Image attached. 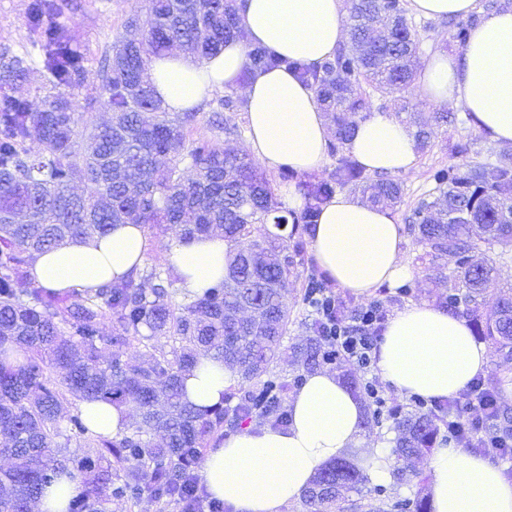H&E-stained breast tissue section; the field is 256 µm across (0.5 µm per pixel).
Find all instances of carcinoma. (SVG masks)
I'll list each match as a JSON object with an SVG mask.
<instances>
[{
  "label": "carcinoma",
  "instance_id": "cac0c4a2",
  "mask_svg": "<svg viewBox=\"0 0 512 512\" xmlns=\"http://www.w3.org/2000/svg\"><path fill=\"white\" fill-rule=\"evenodd\" d=\"M51 5L33 0L31 17L43 51L50 89L44 107L33 109L10 81L23 76L27 61L0 53V455L11 465L0 470V512H29L43 489L62 475L79 482L68 512H105L114 498L148 495L189 503L190 475L209 438L256 422H290L288 393L303 375L288 380L273 371L276 350L286 333L293 256L304 251L301 232L310 230L321 206L347 187L373 205L401 201L402 186L387 177L372 178L344 153L354 126L367 118L372 101L364 86L382 93L406 89L418 68V43L398 0H350L353 51L313 64L276 54L261 43L247 50V72L292 68L333 111L339 155L332 179L305 181L306 205L292 214L289 238L278 233L280 214L272 179L245 156L228 152L212 139L186 143L184 129L196 113L167 111L149 76L152 58L177 46L201 61L242 37L235 0H148L147 20L129 19L124 32L95 74L101 105L113 112L95 123L80 93L90 79L81 53L64 31L42 17ZM154 115L147 123L142 113ZM36 139V153L27 142ZM190 161L194 176L181 164ZM81 177L84 191L72 183ZM436 196L415 209L411 231L423 248L419 260L449 256L452 293L443 304L471 322L496 356L512 360V296L502 294L491 311L481 298L499 288L494 260L473 255L496 248L512 251V156L479 163L459 174L435 172ZM274 230L256 239L253 226ZM114 224H157L178 228L181 241L219 229L226 245L224 279L201 296L176 287L172 266L152 265L95 289L56 292L40 286L28 265L35 255L66 240L104 235ZM293 244H288V239ZM66 310L63 323L56 322ZM115 320L112 335L105 320ZM311 336L294 346L302 371L310 373L339 357L316 318ZM178 347L163 350L162 340ZM115 347L99 363L100 345ZM152 350L139 368L122 357L133 344ZM208 357L235 370L238 379L211 408H196L182 398L183 376ZM353 395L367 397L395 420L399 436L391 449L393 474L400 481L419 478L407 469L414 456L430 452L448 410L385 408L367 383L350 378ZM134 405L136 417L119 438L94 433L82 415L63 420L67 397ZM479 428L512 460V410L491 405ZM164 433L159 445L151 442ZM83 437L88 448L67 451ZM368 482L364 469L343 458L324 466L302 496L306 512H428L421 497L393 500L382 487L375 498H361ZM358 499L349 497V493Z\"/></svg>",
  "mask_w": 512,
  "mask_h": 512
}]
</instances>
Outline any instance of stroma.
<instances>
[{"label": "stroma", "mask_w": 512, "mask_h": 512, "mask_svg": "<svg viewBox=\"0 0 512 512\" xmlns=\"http://www.w3.org/2000/svg\"><path fill=\"white\" fill-rule=\"evenodd\" d=\"M31 3L32 0H0V52L7 50L30 56L28 71L15 80L14 87L29 100L32 107L39 109L49 90L45 86L37 36L32 29ZM146 15V0H72L71 9L55 15L54 21L80 49L84 67L94 72L123 31L126 21L133 16L143 18ZM407 21L419 41L421 62H428L438 52H460L461 47L453 37L454 28L449 19L411 14ZM501 154L512 155V144L494 141L489 133L477 129L471 117L464 112H456L454 122L432 125L427 146L417 151L413 171L398 177L403 187V197L391 209L396 223H406L421 200L432 198L435 188L432 174L436 169L451 165L462 168L472 162L495 160ZM319 271L313 251H305L304 260L297 266L292 278L293 286L288 291L290 319L274 362L275 370L289 377L298 371L292 346L306 336L313 317L311 309L302 300L303 284L309 276ZM408 285L410 290L405 295L400 293L398 287L388 285L375 289L368 297L355 295L343 288L339 289L338 294L348 306L355 308L368 304L372 299L383 300L388 312L393 314L423 302L439 304L442 294L448 291L447 279L431 282L418 273L413 274Z\"/></svg>", "instance_id": "35a3bbf8"}]
</instances>
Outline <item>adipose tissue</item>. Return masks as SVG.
Listing matches in <instances>:
<instances>
[{
    "label": "adipose tissue",
    "instance_id": "ef3b65f1",
    "mask_svg": "<svg viewBox=\"0 0 512 512\" xmlns=\"http://www.w3.org/2000/svg\"><path fill=\"white\" fill-rule=\"evenodd\" d=\"M245 40L225 44L218 55L195 63L183 53L152 58L150 79L171 112L195 108L213 93L241 89L248 145L271 170L287 165L319 170L326 159L329 125L313 91L282 68L244 77L247 43L306 63L333 58L346 39L343 0H238ZM460 53H440L427 64L424 95L461 109L502 143H512V5L484 13ZM371 173H406L415 165V140L394 116L377 112L358 121L347 145ZM402 225L390 211L346 194L327 200L313 230L320 268L357 295L411 275L402 260ZM147 248L139 224H116L104 236L70 240L37 254L31 274L54 291L90 289L141 267ZM224 238L199 236L175 243L170 262L183 289L199 295L224 276ZM383 379L399 394L445 399L484 372L488 357L464 319L428 303L393 316L377 352ZM235 379L223 363L200 359L186 376L184 398L198 407L218 404ZM288 427L251 426L228 435L205 456L200 480L229 512H284L326 464L345 457L361 440V403L335 374H309L288 402ZM91 430L116 438L129 410L83 401ZM431 512H512V483L498 465L456 446L434 450Z\"/></svg>",
    "mask_w": 512,
    "mask_h": 512
}]
</instances>
